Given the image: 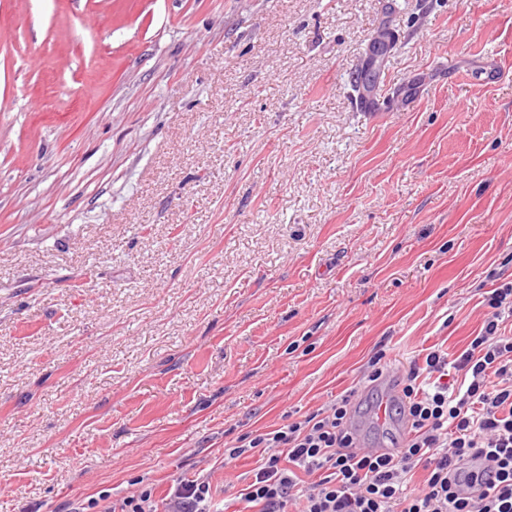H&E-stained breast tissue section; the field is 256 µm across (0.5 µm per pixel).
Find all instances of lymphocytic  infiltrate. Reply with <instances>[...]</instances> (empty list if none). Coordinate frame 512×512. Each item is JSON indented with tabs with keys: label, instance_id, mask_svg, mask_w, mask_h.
<instances>
[{
	"label": "lymphocytic infiltrate",
	"instance_id": "lymphocytic-infiltrate-1",
	"mask_svg": "<svg viewBox=\"0 0 512 512\" xmlns=\"http://www.w3.org/2000/svg\"><path fill=\"white\" fill-rule=\"evenodd\" d=\"M486 304L481 330L456 358L434 349L411 362L401 446L379 455L360 448L345 394L225 449L228 462L257 458L244 495L251 512H512V336L501 331L512 316V285L492 289ZM482 457L496 472L473 496L466 491L476 478L469 464ZM166 512H212L209 482H178Z\"/></svg>",
	"mask_w": 512,
	"mask_h": 512
}]
</instances>
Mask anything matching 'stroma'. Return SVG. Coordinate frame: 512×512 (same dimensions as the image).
<instances>
[{
  "instance_id": "1",
  "label": "stroma",
  "mask_w": 512,
  "mask_h": 512,
  "mask_svg": "<svg viewBox=\"0 0 512 512\" xmlns=\"http://www.w3.org/2000/svg\"><path fill=\"white\" fill-rule=\"evenodd\" d=\"M399 36L375 109L352 78ZM512 282V0H0V512H105L456 357Z\"/></svg>"
}]
</instances>
